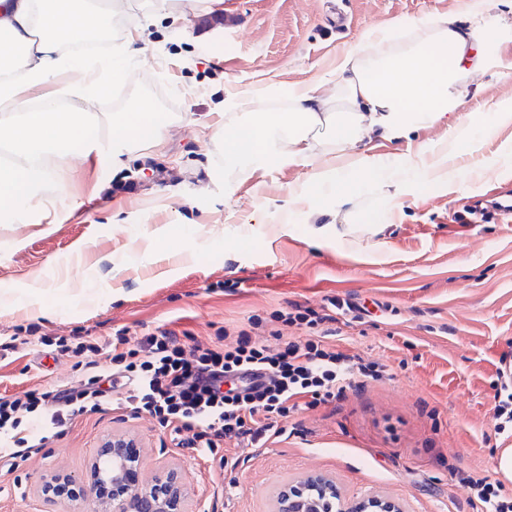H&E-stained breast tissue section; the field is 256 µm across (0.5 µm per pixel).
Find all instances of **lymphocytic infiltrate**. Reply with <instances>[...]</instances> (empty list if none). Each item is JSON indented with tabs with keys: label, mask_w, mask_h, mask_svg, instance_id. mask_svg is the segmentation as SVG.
Returning a JSON list of instances; mask_svg holds the SVG:
<instances>
[{
	"label": "lymphocytic infiltrate",
	"mask_w": 512,
	"mask_h": 512,
	"mask_svg": "<svg viewBox=\"0 0 512 512\" xmlns=\"http://www.w3.org/2000/svg\"><path fill=\"white\" fill-rule=\"evenodd\" d=\"M349 300L331 298L326 313L293 307L276 312L275 322L306 330L305 341H291L277 350L259 344L252 331L262 320L250 317L237 330L232 347H224L226 331L213 345L185 347L172 330L156 327L137 342L120 330L112 339L77 341L57 338L58 351L83 358L81 388L20 395H0V460L15 465L45 444V432L62 433L81 415L97 414L105 406L146 413L171 429L179 446L217 458L225 441L237 439L260 448L279 437L281 422L299 408L327 403L350 386L354 377H381L383 367L332 351L325 337L334 335L337 316L356 312ZM123 378L124 392L103 389L102 370ZM236 376L240 385L225 386ZM41 421L43 435L31 431Z\"/></svg>",
	"instance_id": "lymphocytic-infiltrate-1"
}]
</instances>
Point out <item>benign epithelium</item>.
<instances>
[{
  "label": "benign epithelium",
  "instance_id": "7a95c632",
  "mask_svg": "<svg viewBox=\"0 0 512 512\" xmlns=\"http://www.w3.org/2000/svg\"><path fill=\"white\" fill-rule=\"evenodd\" d=\"M112 487V506L117 512H186L181 477L169 472L154 481L139 483L138 444L125 436H114L102 444L93 465V481L84 490L88 498H99V489ZM339 499L336 485L320 474L307 476L298 485L280 490L275 512H331ZM336 512H403L390 499L367 494Z\"/></svg>",
  "mask_w": 512,
  "mask_h": 512
}]
</instances>
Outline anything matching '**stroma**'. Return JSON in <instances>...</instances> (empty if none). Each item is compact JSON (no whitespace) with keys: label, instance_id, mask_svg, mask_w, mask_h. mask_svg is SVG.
Returning <instances> with one entry per match:
<instances>
[{"label":"stroma","instance_id":"obj_1","mask_svg":"<svg viewBox=\"0 0 512 512\" xmlns=\"http://www.w3.org/2000/svg\"><path fill=\"white\" fill-rule=\"evenodd\" d=\"M471 2L224 0L223 16L150 27L148 51L127 61L132 81L94 111L106 115L107 137L109 115L151 105L170 124L162 145L142 140L76 163L65 181L78 209L58 198L49 222L0 221V392L80 384L75 358L44 337L104 340L125 328L135 341L163 326L190 347L257 315L256 339L274 349L300 335L272 321L275 311L319 312L332 297L360 313L340 320L328 344L384 373L292 414L264 447L226 445L223 464L177 446L145 414L77 418L18 467L0 463V512H104L42 488L57 475L89 487L96 452L115 435L137 442L142 482L182 475L189 512H274L280 489L312 473L349 502L371 492L405 512H479L460 475L494 476L497 450L512 447V427L494 420L500 359L512 353V219L492 210L512 195V123H493L512 97L498 69L512 64V6L490 9L511 29L494 48L497 65L468 84L467 149L449 150L443 119L360 142L356 153L379 163L373 175L319 181L303 163L225 162L211 138L228 119L225 97L246 112L264 85L335 86L337 57L373 29ZM466 207L474 215L464 224L455 213Z\"/></svg>","mask_w":512,"mask_h":512}]
</instances>
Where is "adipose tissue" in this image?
<instances>
[{"label": "adipose tissue", "instance_id": "adipose-tissue-1", "mask_svg": "<svg viewBox=\"0 0 512 512\" xmlns=\"http://www.w3.org/2000/svg\"><path fill=\"white\" fill-rule=\"evenodd\" d=\"M187 10L198 17L220 14L224 0H151L149 11L126 25L121 51L144 53L156 19L177 20ZM125 12V0H106L96 10L86 0H0V147L12 155L9 163H0V210L10 211L18 223H40L36 206L45 187L65 193L61 173L101 152L88 106L131 73L114 59L102 73H93L89 57L66 46L101 36ZM500 35V26L479 6L467 22L443 16L408 37L388 28L372 31L338 58L341 79L334 90L320 81L289 88L281 95L284 108L274 112L266 87L255 91L249 112H237L236 101L225 99L233 117L213 137L225 157L235 160L316 159L320 179L334 161L346 159L367 173L371 161L354 154V147L367 136H408L457 112L469 78L487 69ZM166 131L159 113L144 106L113 118L111 143L158 144ZM322 136L331 142L334 158L317 159Z\"/></svg>", "mask_w": 512, "mask_h": 512}]
</instances>
